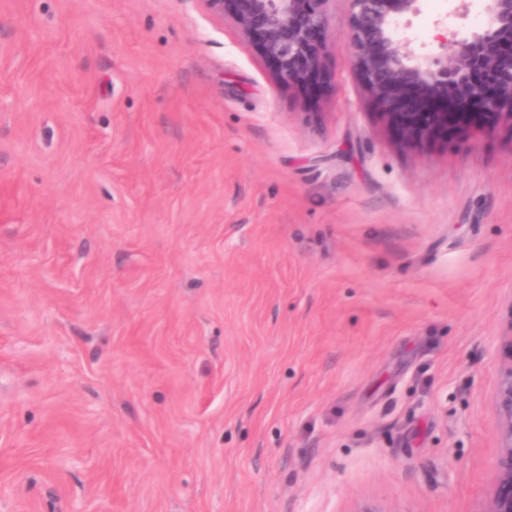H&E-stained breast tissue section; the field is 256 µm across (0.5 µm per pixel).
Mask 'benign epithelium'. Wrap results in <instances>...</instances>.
<instances>
[{
  "label": "benign epithelium",
  "mask_w": 512,
  "mask_h": 512,
  "mask_svg": "<svg viewBox=\"0 0 512 512\" xmlns=\"http://www.w3.org/2000/svg\"><path fill=\"white\" fill-rule=\"evenodd\" d=\"M273 61L276 77L304 85L321 66L318 34L328 28L332 0H199ZM350 64L400 136L423 141L460 124L494 120L512 128V0H485L486 27L439 36L420 52L397 34L419 0H347ZM503 344L508 359L495 392L498 455L480 512H512V316Z\"/></svg>",
  "instance_id": "7a95c632"
}]
</instances>
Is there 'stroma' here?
<instances>
[{"label":"stroma","instance_id":"35a3bbf8","mask_svg":"<svg viewBox=\"0 0 512 512\" xmlns=\"http://www.w3.org/2000/svg\"><path fill=\"white\" fill-rule=\"evenodd\" d=\"M349 30L289 86L200 0H0V512H480L512 128L404 140Z\"/></svg>","mask_w":512,"mask_h":512}]
</instances>
